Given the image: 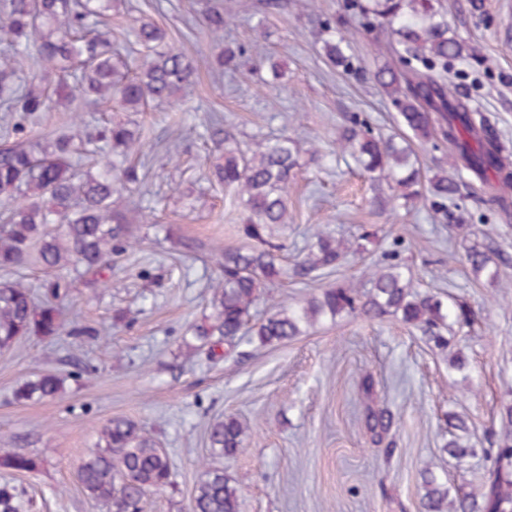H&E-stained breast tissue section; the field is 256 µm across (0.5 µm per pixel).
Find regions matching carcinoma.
Listing matches in <instances>:
<instances>
[{
  "label": "carcinoma",
  "mask_w": 512,
  "mask_h": 512,
  "mask_svg": "<svg viewBox=\"0 0 512 512\" xmlns=\"http://www.w3.org/2000/svg\"><path fill=\"white\" fill-rule=\"evenodd\" d=\"M121 5L123 0H0V44L8 51L0 59V107L12 113L0 145V269L7 273L35 250L47 269L100 276L111 271L113 255L134 248L127 238V213L114 196L148 176L123 165L129 155L143 152L135 131L126 123H108L82 137L28 140L29 118L54 111L53 95L60 89L86 105L112 102L122 112H144L193 82V60L169 46L165 33L150 22L135 28L138 57L131 59L114 46L112 12ZM360 9L369 25L386 29L393 38L392 51L403 67L387 65L374 78L399 102L405 125L422 137L436 123L448 128L454 164L491 189L511 188L512 163L488 118L466 98L447 92L440 80L448 63L465 59L469 48L448 34V20L434 0H369ZM227 23L216 5L202 13V24L211 34H224ZM322 43L332 66L348 65L344 35L328 27ZM338 149L372 179L404 189V200L419 194L422 172L407 139L375 137L355 115L341 131ZM299 159L300 147L288 137L260 140L246 151L224 139V164L216 167L215 176L240 197L246 212L244 235L263 247L224 249L222 276L212 286L211 313L194 330L200 346H209L212 353L223 344L233 349L247 334V343L259 350L338 316L391 314L419 329L435 348L448 349L442 329L468 324L470 311L463 304L446 307L415 291L395 250L370 269L368 290L353 283L331 286L302 304L275 306L260 323L249 325L259 289L288 274L307 277L333 271L345 256V245L318 229L307 256L288 271L279 262L281 246L267 240L270 226L288 223V189ZM429 192L433 205L448 215L445 201L458 193L457 183L436 174L429 179ZM466 259L475 272L497 276L492 255L483 246H470ZM68 291L69 282L61 277L48 282L39 299L20 282L1 281L0 351L24 336L58 335L63 326L59 303ZM60 389V378L43 373L15 396L19 401L53 398ZM393 424V413L384 408L366 416L376 443ZM448 429L450 438L443 446L448 456L474 454L463 436L465 419L449 415ZM244 435V426L233 416L214 421L207 432L211 454H236ZM101 440V449L80 466L81 487L107 512H144L147 494L170 483L168 456L127 417L112 419ZM494 445V467L468 495L449 497L448 482L425 468L421 512H512V432L503 433ZM34 467L29 456L0 451V469L28 472ZM0 512H25L22 492L9 482L0 483ZM191 512H240L238 480L220 468H207L195 487Z\"/></svg>",
  "instance_id": "cac0c4a2"
}]
</instances>
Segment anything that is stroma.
Instances as JSON below:
<instances>
[{"mask_svg": "<svg viewBox=\"0 0 512 512\" xmlns=\"http://www.w3.org/2000/svg\"><path fill=\"white\" fill-rule=\"evenodd\" d=\"M133 11L112 18V40L132 46L134 19L157 22L169 42L194 59L195 83L170 102L127 115L94 108L86 130L134 118L144 150L153 155L146 186L124 192L142 210L133 232L140 243L114 257L109 284L73 278L65 321L83 336L23 338L0 353V442L36 466L0 469V482L23 488L26 512H104L78 483V469L115 417L134 419L164 448L171 482L146 498L145 512H191L201 461L239 481L241 512H418L420 472L432 466L451 496L470 493L494 465L490 452L503 431L500 413L512 404V207L486 200L469 171L455 169L441 136L411 137L425 177L454 176L470 231L441 224L429 192L402 204L399 188L372 181L336 138L348 118H366L374 134H405L400 113L373 74L390 56L385 34L364 30L349 0H288L270 12L265 0H220L233 22L216 38L201 24L210 0H130ZM452 34L474 54L449 64L447 82L486 113L512 147V0H439ZM330 22L350 41V71L329 66L319 31ZM245 51L237 70L215 80L211 63L222 47ZM283 72L268 86L267 61ZM221 120L241 146L289 136L301 147V167L289 195L288 221L270 239L289 260L304 258L315 227L348 240L351 252L332 273L282 278L263 290L251 311L263 319L336 284L363 280L368 268L402 241V257L419 291L465 302L472 322L453 331L449 352L432 348L416 328L387 315L341 316L304 335L251 355L209 359L187 347L194 326L210 312V281L221 274L225 248H251L242 233L244 210L233 190L211 176L223 160L209 126ZM178 145L168 159L155 137ZM475 243L490 246L497 279L474 274L466 261ZM467 358L460 373L450 352ZM41 372L63 379L42 401H16L15 390ZM384 407L397 421L381 443L364 424L366 407ZM463 416L472 456L443 452L449 414ZM231 415L247 432L236 455H209L207 429Z\"/></svg>", "mask_w": 512, "mask_h": 512, "instance_id": "1", "label": "stroma"}]
</instances>
